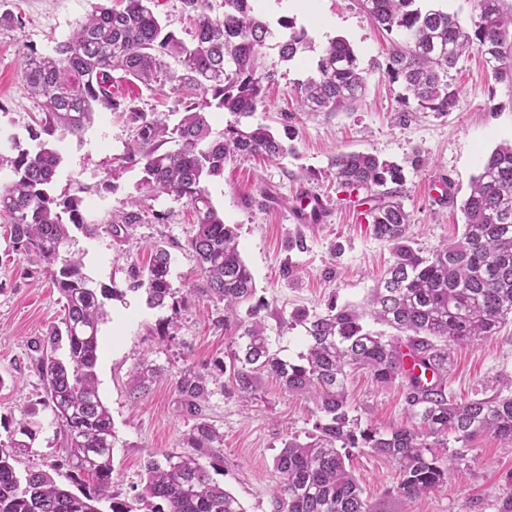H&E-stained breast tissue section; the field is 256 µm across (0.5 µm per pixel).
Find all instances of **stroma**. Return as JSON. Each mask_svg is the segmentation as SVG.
<instances>
[{
	"label": "stroma",
	"instance_id": "35a3bbf8",
	"mask_svg": "<svg viewBox=\"0 0 512 512\" xmlns=\"http://www.w3.org/2000/svg\"><path fill=\"white\" fill-rule=\"evenodd\" d=\"M101 0H0L21 28L0 32V151L12 138L27 140L26 128L37 103L19 71L23 47L52 51ZM306 29L310 47L302 62L278 64L254 122L273 129L288 128L289 150L280 160L242 158L226 163L223 176L206 187L225 223L238 227L241 256L250 268L262 300L261 317L272 348L280 357L298 361L305 346L300 330L286 322L297 309L322 311L328 301L360 304L392 261L390 246L371 232L365 215L366 191L349 193L329 180L337 154L367 152L404 167L401 201L412 216L410 236L422 254L460 239V210L471 179L496 147L512 144V79H495L478 52L460 58L447 76L448 88L460 105L448 113L406 112L402 88L385 71L393 38L379 31L357 0H314L307 13L295 14ZM350 42L365 76L359 101L333 112L298 110L292 100L294 82L305 79L322 49L334 38ZM132 137L125 118L96 115L82 138L60 142L62 154L56 193L84 189L85 206L97 228L73 231L70 252L82 255L85 271L95 283L122 289L109 301L99 326L95 367L98 390L112 415L116 436L111 495L133 503L148 459L188 452L190 424L177 409L172 382L186 366L213 368L229 361L232 333L224 329V307L202 300L192 289L201 274L187 241L195 217L189 206L160 196L151 209L168 212L162 223L137 224L127 237L114 238L107 225L112 213L137 195L139 171L119 168L116 159ZM421 156L415 168L409 159ZM110 189H102V181ZM328 201L331 212L313 224L296 222L290 212L300 189ZM163 243L171 254L174 302L153 307L144 292L126 288L130 263H147V247ZM297 268L283 276L284 264ZM63 303L56 288L37 266L13 251L9 228L0 219V441H7L27 406L39 404L38 429L31 453L21 456L17 470L52 472L56 482L72 487V471L63 463V440L45 385L29 349L32 340L59 324ZM163 370L149 395L138 404L129 400V375L141 359ZM448 387L454 398L481 397L487 377H512V322L496 336L453 347ZM352 416L386 431L405 419L398 384L380 386L357 374L349 386ZM208 420L224 435L209 473L237 497L245 512H274L272 460L291 438L305 440L318 411L313 400L286 393L270 375H261L251 399H241L228 375L218 376L206 410ZM465 473L444 488L413 502L397 497L399 470L389 459L368 450H354L349 465L363 495L379 512H495L502 476L512 470V443L482 434L470 443Z\"/></svg>",
	"mask_w": 512,
	"mask_h": 512
}]
</instances>
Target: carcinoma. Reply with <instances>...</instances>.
<instances>
[{
	"instance_id": "obj_1",
	"label": "carcinoma",
	"mask_w": 512,
	"mask_h": 512,
	"mask_svg": "<svg viewBox=\"0 0 512 512\" xmlns=\"http://www.w3.org/2000/svg\"><path fill=\"white\" fill-rule=\"evenodd\" d=\"M118 10L101 4L72 35L50 53L26 48L20 72L42 112L27 129L29 148L12 139L11 152L0 153V216L10 223L13 250L40 266L65 299L61 326L33 342L36 368L47 402L64 436L66 461L75 477L94 481L78 494L61 488L44 471L20 475L15 463L32 451L31 422L0 443V512H98L109 497L115 435L112 416L97 387L99 325L106 301L123 296L114 285H95L82 258L62 256L72 229L88 230L82 190L55 196L52 189L61 163L53 142L82 138L97 112L124 115L134 131L119 158L120 167L138 168L141 196L107 221L115 237L135 224L160 222L142 199L167 195L189 205L197 222L188 248L196 256L202 283L191 289L205 300L224 305V329L242 343L231 352L234 389L242 397L255 392L256 379L267 373L285 392L315 399L319 418L307 441L293 438L273 459V495L278 512H377L347 467L350 449L367 448L399 467L398 497L413 501L435 492L465 461L447 448L448 437L463 446L480 434L512 442V381L496 374L486 381L484 397L457 402L448 391L451 347L484 341L512 321V146L501 145L483 161L462 201L464 233L428 255L411 245L412 218L399 187L405 182L399 164L375 154L341 153L330 175L347 190H366L378 198L367 210L375 237L391 246L393 262L373 288L369 310L339 307L293 311L288 328L300 329L307 346L300 362L282 359L272 349L254 302L253 275L238 249V227L224 223L205 183L224 174V164L247 155L274 160L286 154L284 140L265 124H251L265 102L267 85L276 80L279 61L291 62L309 47L304 28L282 17L279 38L264 20L259 0H223L222 15L212 14L209 0H181L193 13L190 40L166 31L156 0H124ZM378 28L399 33L385 69L401 84L404 104L414 111L451 112L458 97L446 77L472 50L502 78H512V13L500 0H477L474 29L459 17L423 0H358ZM136 80L147 90L170 86L177 95L168 113L147 112L117 91L118 78ZM365 85L351 44L338 37L328 43L305 79L293 85L301 107L332 112L355 103ZM236 120L213 128L214 112ZM178 115L175 123L170 116ZM148 267L132 264L127 289L145 291L147 301L162 306L175 299L170 283L171 255L161 243L151 247ZM396 330L388 336L372 331L365 316ZM67 340L68 359L54 357ZM412 368L403 369L404 356ZM366 371L378 385L399 382L406 423L387 431L361 426L349 416V380ZM162 371L144 358L131 374L130 398L138 402ZM216 376L187 366L173 381L180 412L194 420L188 447L196 455L153 458L144 465L138 512H245L239 500L213 481L202 457H215L224 434L206 420ZM497 512H512V472L503 477Z\"/></svg>"
}]
</instances>
